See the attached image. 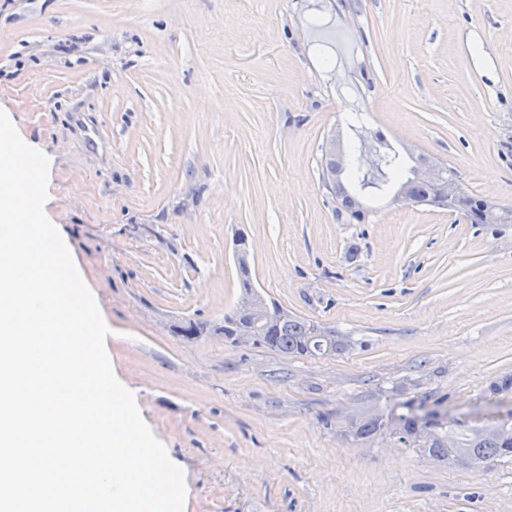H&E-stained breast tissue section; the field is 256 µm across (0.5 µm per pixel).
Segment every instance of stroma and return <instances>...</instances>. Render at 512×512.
<instances>
[{
    "label": "stroma",
    "mask_w": 512,
    "mask_h": 512,
    "mask_svg": "<svg viewBox=\"0 0 512 512\" xmlns=\"http://www.w3.org/2000/svg\"><path fill=\"white\" fill-rule=\"evenodd\" d=\"M0 108L49 158L45 212L106 349L184 472V512H512L482 474L353 419L411 400L512 410V224L378 199L336 214L321 149L351 124L512 206V0H0ZM352 349L225 343L241 288Z\"/></svg>",
    "instance_id": "1"
}]
</instances>
